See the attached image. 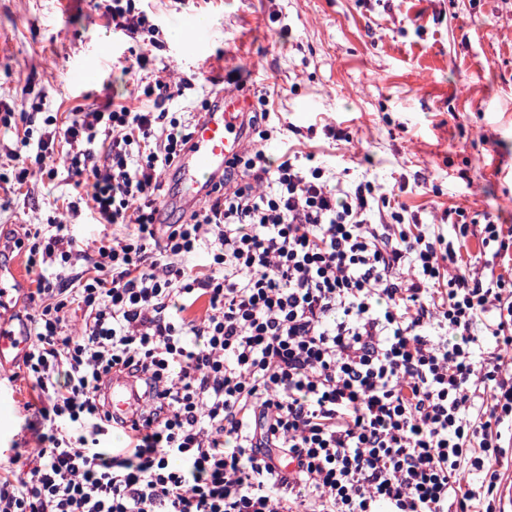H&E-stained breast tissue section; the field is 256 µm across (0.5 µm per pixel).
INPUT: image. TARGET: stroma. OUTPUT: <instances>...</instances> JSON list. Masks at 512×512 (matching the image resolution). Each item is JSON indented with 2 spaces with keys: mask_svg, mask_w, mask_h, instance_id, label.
I'll use <instances>...</instances> for the list:
<instances>
[{
  "mask_svg": "<svg viewBox=\"0 0 512 512\" xmlns=\"http://www.w3.org/2000/svg\"><path fill=\"white\" fill-rule=\"evenodd\" d=\"M160 31L141 77L124 75L148 35L113 33L92 0H0V113L33 105L67 120L76 107L143 109L138 80L158 70L193 79L168 106L185 118L205 93L248 92L250 121L269 111L261 147L310 154L329 177L368 180L406 221L451 234L445 209L512 225V0H134ZM207 18L197 26V18ZM189 31L186 41L171 31ZM341 129L346 139L333 138ZM0 130V286L16 318L33 291L26 225L46 223L71 193L61 153L53 181L18 185ZM16 351L0 363V463L13 446L35 452L25 427L38 410Z\"/></svg>",
  "mask_w": 512,
  "mask_h": 512,
  "instance_id": "35a3bbf8",
  "label": "stroma"
}]
</instances>
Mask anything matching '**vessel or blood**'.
I'll list each match as a JSON object with an SVG mask.
<instances>
[{"mask_svg": "<svg viewBox=\"0 0 512 512\" xmlns=\"http://www.w3.org/2000/svg\"><path fill=\"white\" fill-rule=\"evenodd\" d=\"M250 108L251 102L242 92L224 91L200 112L192 140L179 157L178 173L187 185L186 191L174 198L181 209L193 210L210 199L214 185L224 177L227 162L241 155ZM103 394L115 421L141 417L143 398L129 377L113 375Z\"/></svg>", "mask_w": 512, "mask_h": 512, "instance_id": "vessel-or-blood-1", "label": "vessel or blood"}]
</instances>
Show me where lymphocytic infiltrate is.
<instances>
[{
	"label": "lymphocytic infiltrate",
	"mask_w": 512,
	"mask_h": 512,
	"mask_svg": "<svg viewBox=\"0 0 512 512\" xmlns=\"http://www.w3.org/2000/svg\"><path fill=\"white\" fill-rule=\"evenodd\" d=\"M94 7L129 38L157 31L131 0ZM186 86L158 77L153 109L79 107L38 134L29 113L0 114L24 126L17 184L55 179L46 160L65 143L68 217L132 228L90 250L66 220L24 233L39 449L26 477L0 471V512H494L512 225L455 217L450 240L397 211L377 223L390 200L371 183L333 187L298 154L257 148L212 201L158 223L160 176L192 136L165 105ZM73 305L77 336L63 330ZM116 373L154 393L118 448L101 398Z\"/></svg>",
	"instance_id": "obj_1"
}]
</instances>
